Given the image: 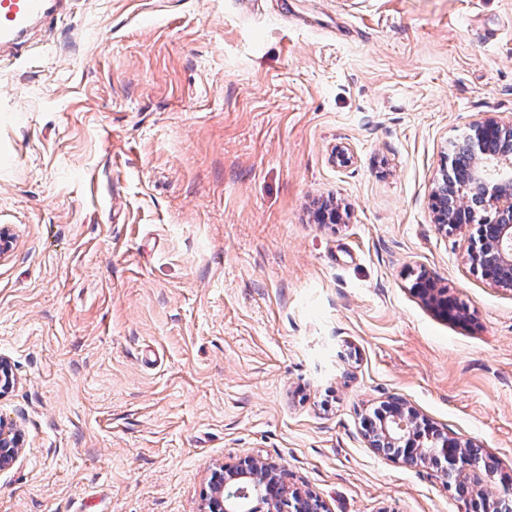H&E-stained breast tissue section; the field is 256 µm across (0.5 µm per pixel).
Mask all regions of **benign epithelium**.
Returning <instances> with one entry per match:
<instances>
[{"mask_svg": "<svg viewBox=\"0 0 512 512\" xmlns=\"http://www.w3.org/2000/svg\"><path fill=\"white\" fill-rule=\"evenodd\" d=\"M512 140V120L505 122L491 113L475 121L464 142L469 165L456 161L443 167L442 179L451 193L434 189L430 197L433 223L446 233H468V258L474 272L495 288L512 289V155L497 150ZM414 292L440 317L472 322L475 315L448 299L421 274ZM16 384L10 361L0 356V395ZM379 422L366 420L370 446L390 460L411 465L425 463L446 480L457 482L461 512H473L481 504L484 512H512V487L499 493L488 491L494 480L491 465L471 439L449 438L438 432L404 398L393 395L381 405ZM23 448L21 432L0 418V470L11 467ZM262 502L272 512L274 505L288 503V512H326L324 503L308 492L290 489L282 467L253 458L216 468L211 475V493L202 512H257L253 502Z\"/></svg>", "mask_w": 512, "mask_h": 512, "instance_id": "7a95c632", "label": "benign epithelium"}]
</instances>
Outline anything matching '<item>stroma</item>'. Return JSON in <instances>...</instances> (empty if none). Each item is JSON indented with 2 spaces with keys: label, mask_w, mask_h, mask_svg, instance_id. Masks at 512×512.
<instances>
[{
  "label": "stroma",
  "mask_w": 512,
  "mask_h": 512,
  "mask_svg": "<svg viewBox=\"0 0 512 512\" xmlns=\"http://www.w3.org/2000/svg\"><path fill=\"white\" fill-rule=\"evenodd\" d=\"M489 113L512 0H72L0 57V512H200L248 457L327 512H460L370 448L392 394L512 479V291L429 208ZM418 277L414 286V292L419 294L440 317L452 321L464 319L466 322L474 321V313H471L466 307L455 305L448 299L447 289L438 288L425 274H421ZM23 448L21 432L15 425L0 418V470L11 467Z\"/></svg>",
  "instance_id": "stroma-1"
}]
</instances>
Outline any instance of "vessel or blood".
<instances>
[{"mask_svg":"<svg viewBox=\"0 0 512 512\" xmlns=\"http://www.w3.org/2000/svg\"><path fill=\"white\" fill-rule=\"evenodd\" d=\"M71 0H0V55L21 57L27 37L37 27L49 28Z\"/></svg>","mask_w":512,"mask_h":512,"instance_id":"b4317fda","label":"vessel or blood"}]
</instances>
